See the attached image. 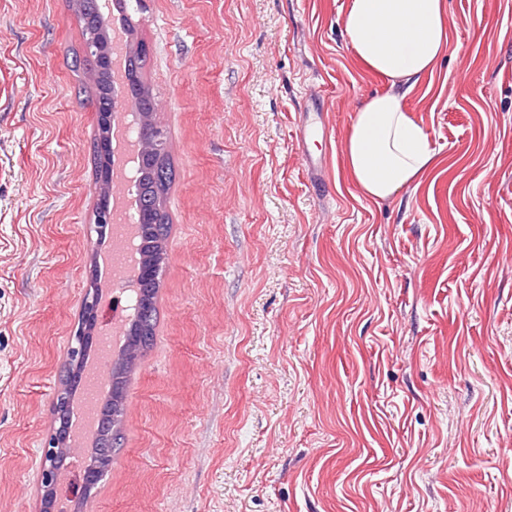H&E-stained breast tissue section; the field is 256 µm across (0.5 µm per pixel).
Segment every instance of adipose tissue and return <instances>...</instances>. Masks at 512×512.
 I'll list each match as a JSON object with an SVG mask.
<instances>
[{"label":"adipose tissue","instance_id":"adipose-tissue-1","mask_svg":"<svg viewBox=\"0 0 512 512\" xmlns=\"http://www.w3.org/2000/svg\"><path fill=\"white\" fill-rule=\"evenodd\" d=\"M342 32L358 60L390 82L356 109L343 147L363 194L385 200L418 183L435 161L405 99L448 50L446 0H350Z\"/></svg>","mask_w":512,"mask_h":512}]
</instances>
